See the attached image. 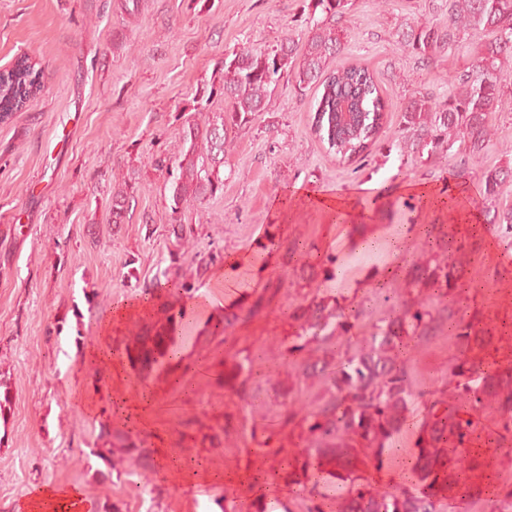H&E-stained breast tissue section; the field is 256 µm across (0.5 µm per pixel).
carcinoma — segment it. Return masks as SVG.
Listing matches in <instances>:
<instances>
[{
  "label": "carcinoma",
  "mask_w": 512,
  "mask_h": 512,
  "mask_svg": "<svg viewBox=\"0 0 512 512\" xmlns=\"http://www.w3.org/2000/svg\"><path fill=\"white\" fill-rule=\"evenodd\" d=\"M310 28L303 45L286 39L267 52L248 49L224 57V112L185 131L179 154V174L171 183V209L213 196L222 189L219 167L231 143L230 133L267 109L270 87L291 75L300 96L315 89L311 128L329 154L340 162L363 161L387 124V104L373 73L352 63L329 68L331 57L344 42L336 20L350 9L352 0H306ZM448 29L409 25L398 32L405 51L424 57L445 49L456 33L479 37L469 70L454 79L448 99L437 103L419 95L402 108L407 127L417 132V149L433 154L451 151L460 144L457 177L466 176V156L480 153L491 138L487 117L498 110L512 73V0H448ZM41 71L27 56L0 72V113L18 112L41 88ZM512 180V167L497 166L482 172L480 184L486 198H494L504 182ZM134 198V185L112 191V222L120 223ZM501 238L512 236V207L489 217ZM420 234L430 255H444L450 245L433 224ZM426 277L415 286H436L429 301L408 297L387 285L376 295L388 306L387 316L370 336L353 330L366 315L361 307H343L314 295L303 306L289 305V319L296 326L287 355L309 356L292 371L293 382L280 393L276 417L286 426L300 416L309 454L301 456V470L312 481L304 499L305 512H326L342 500L341 512H444L458 499L484 502L488 512L496 504L512 506V471L497 467V460L512 454V360L500 358L481 369L485 359L498 356L511 336L484 325L462 309L467 281L460 262L428 261ZM196 318L181 308L166 318L173 336L191 330ZM443 332L453 339L448 367L451 400L435 398L436 390L414 378L413 360L430 347L429 337ZM250 398L264 399L267 387H282L279 379L248 370ZM427 408V437H420L410 452L411 475L407 485L382 492L361 477L349 475L357 464L380 470L392 462L397 437L410 408ZM493 406L491 424L483 413ZM250 439L268 456H277L278 434L254 426ZM91 455L104 461L128 457L147 458L131 431L112 435L109 446L93 448ZM348 473V484L330 485L326 475Z\"/></svg>",
  "instance_id": "cac0c4a2"
}]
</instances>
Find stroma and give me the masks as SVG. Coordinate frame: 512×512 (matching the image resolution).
Listing matches in <instances>:
<instances>
[{
	"instance_id": "35a3bbf8",
	"label": "stroma",
	"mask_w": 512,
	"mask_h": 512,
	"mask_svg": "<svg viewBox=\"0 0 512 512\" xmlns=\"http://www.w3.org/2000/svg\"><path fill=\"white\" fill-rule=\"evenodd\" d=\"M407 22L447 27L448 4L352 0L340 21L345 49L331 67H367L388 104L389 129L364 165L328 154L311 130L313 95L296 97L282 80L266 112L236 129L220 168L223 189L175 213L170 156L188 124L223 112L224 97L211 88L222 80L225 54L264 52L287 37L304 43V0H0V70L22 55L42 68L40 93L0 124V512H21L27 494L48 485L83 490L99 512H210L208 485L187 491L169 477L150 490V469L137 465L119 474L91 455L99 434L122 424L106 399L93 396L110 379L87 353L101 342L104 313L155 295L156 307L112 335L119 346H136L159 331L172 303L204 293L228 258L256 253L268 231L279 246L265 274H244L250 295L238 321L228 329L196 327L185 347L193 360L228 335L222 362L183 376H150L162 393L145 412L150 429L141 438L150 448L155 433L164 434L171 459L200 456L242 501L251 498L257 473H275L292 494L293 512H302L303 484L290 462L304 424L286 428L279 456L259 455L249 438L253 420L241 410L249 387L237 363L255 353L263 367L283 361L295 332L288 306L309 304L317 293L372 306V318L358 329L371 334L387 309L373 288L356 291V282L396 260L405 271L424 265L412 226L473 232L441 203L458 156L418 152L401 108L417 92L445 101L450 79L467 67L478 39L463 35L456 49L425 61L397 43ZM489 124L496 134L469 158L466 178L469 206L480 213L487 207L481 172L512 160L503 147L512 141V87ZM125 177L137 192L116 224L112 189ZM409 184L428 186L433 199L404 214L399 199ZM299 187L319 196L368 197L372 204L365 217L330 224L308 199L296 197ZM375 227L381 234L373 249L350 247L351 237ZM296 243L312 249L302 269L288 265ZM330 254L344 263L346 279L324 281L321 267ZM462 261L467 306L492 325L512 319V268L493 279L496 258L479 243ZM279 272L286 278L281 290L273 279ZM83 397L94 398V411L80 406ZM196 415L220 430L219 441L199 440L200 427L189 423Z\"/></svg>"
}]
</instances>
